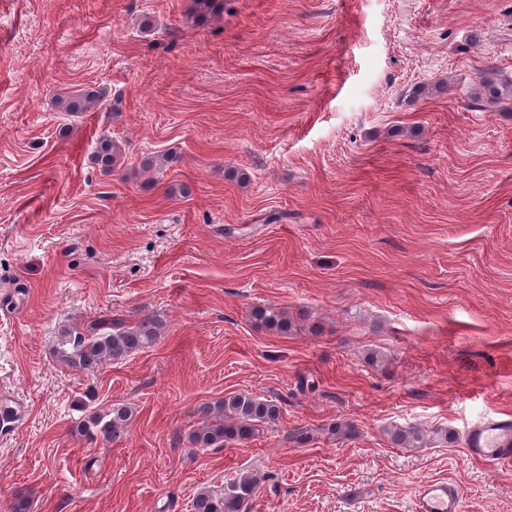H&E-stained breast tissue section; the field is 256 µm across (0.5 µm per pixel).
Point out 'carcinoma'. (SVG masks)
Returning <instances> with one entry per match:
<instances>
[{
  "instance_id": "cac0c4a2",
  "label": "carcinoma",
  "mask_w": 512,
  "mask_h": 512,
  "mask_svg": "<svg viewBox=\"0 0 512 512\" xmlns=\"http://www.w3.org/2000/svg\"><path fill=\"white\" fill-rule=\"evenodd\" d=\"M480 92L472 98L471 107L478 108L485 101L500 102L512 99V90L504 94L497 87L495 71L486 69L479 76ZM102 99V94L92 90H79L64 96L59 105L71 113L88 112ZM118 147L104 137L94 153L93 161L110 171L116 162ZM257 324L280 334H288L293 322L282 309L258 307L252 312ZM162 321L146 315L131 325L116 323L100 317L88 324H73L59 336L55 353L65 366L79 372L92 373L103 364L119 361L135 352L153 345L160 336ZM198 425L191 432L192 441L200 448H222L233 442L252 439L258 427L275 421L280 407L272 400H263L250 393L240 392L224 397L213 404H203L196 410ZM133 416L130 407L115 404L105 414L93 412L86 415L77 426L83 437L94 440L102 437L110 441L129 424ZM394 445L401 448H420L424 445L446 446L456 442V435L448 429L426 431L415 426H394L390 429ZM260 478L244 473L220 487L207 486L194 497L192 512H250V502L258 491Z\"/></svg>"
}]
</instances>
